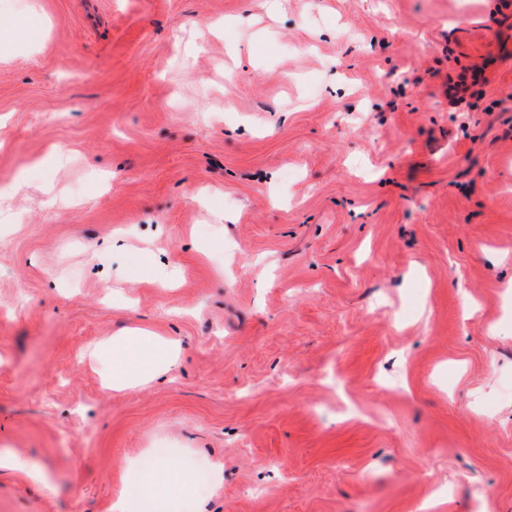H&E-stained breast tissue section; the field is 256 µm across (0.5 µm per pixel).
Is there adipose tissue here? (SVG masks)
Masks as SVG:
<instances>
[{
  "mask_svg": "<svg viewBox=\"0 0 512 512\" xmlns=\"http://www.w3.org/2000/svg\"><path fill=\"white\" fill-rule=\"evenodd\" d=\"M109 353L112 357L109 386L113 389H124L154 379L169 370L178 355L176 347L145 330L113 337ZM131 479L136 484V497H117L112 504V512H151L152 508L163 506L169 494L183 493L189 488L185 472L158 458L144 462Z\"/></svg>",
  "mask_w": 512,
  "mask_h": 512,
  "instance_id": "1",
  "label": "adipose tissue"
}]
</instances>
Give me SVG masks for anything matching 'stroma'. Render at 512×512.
<instances>
[{
  "mask_svg": "<svg viewBox=\"0 0 512 512\" xmlns=\"http://www.w3.org/2000/svg\"><path fill=\"white\" fill-rule=\"evenodd\" d=\"M484 70L470 104L448 83ZM177 339L104 389L95 343ZM512 512V0H0V512ZM112 381L108 388L124 389L166 372L177 359V348L146 330L112 337ZM149 473L151 479L145 480L143 473ZM138 483L136 504L126 496L120 495L112 503L113 512H132L133 509L161 507L170 499L168 492L185 493L189 489V479L178 466L161 459H149L131 476Z\"/></svg>",
  "mask_w": 512,
  "mask_h": 512,
  "instance_id": "obj_1",
  "label": "stroma"
}]
</instances>
